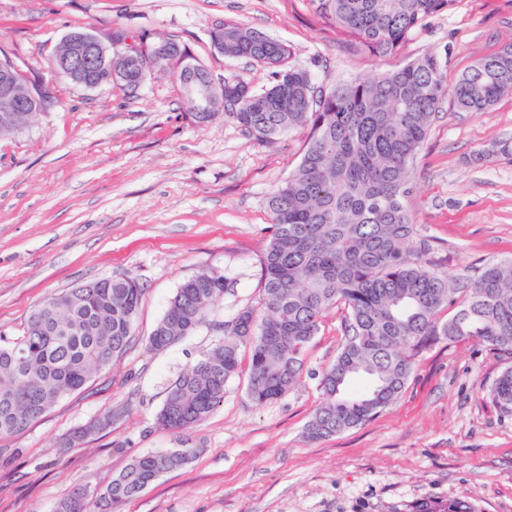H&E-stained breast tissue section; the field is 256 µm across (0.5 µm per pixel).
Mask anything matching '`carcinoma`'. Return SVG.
<instances>
[{
  "label": "carcinoma",
  "instance_id": "cac0c4a2",
  "mask_svg": "<svg viewBox=\"0 0 512 512\" xmlns=\"http://www.w3.org/2000/svg\"><path fill=\"white\" fill-rule=\"evenodd\" d=\"M326 20L348 30L375 55L392 52L428 17L454 0H312ZM224 55L261 61L276 83L255 92L224 79L241 97L226 112L241 130L270 141L310 126L296 170L268 198L273 230L262 259L261 308L223 323V338L171 385L159 423L177 432L202 424L224 400L239 350H250L247 394L257 404L280 399L297 383L303 353L329 309L341 306V342L323 371L324 402L305 428L313 441L366 423L402 392L415 356L440 339H472L512 354V261L451 279L429 260L431 244L412 246L406 201L413 162L445 96L459 112H483L512 92V56L479 60L452 86L429 55L394 71L316 92L308 71L288 65L290 50L251 27L224 23ZM229 282L202 271L184 281L148 342L161 351L206 322ZM143 288L123 277L100 278L49 296L31 310L23 335H0V437H8L112 366L133 332ZM455 313L442 319L448 306ZM356 376L371 380L346 392ZM512 412V365L490 387ZM192 448L131 459L102 491L78 487L56 512H99L134 498L161 474L186 464Z\"/></svg>",
  "mask_w": 512,
  "mask_h": 512
}]
</instances>
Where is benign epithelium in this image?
<instances>
[{
	"label": "benign epithelium",
	"instance_id": "1",
	"mask_svg": "<svg viewBox=\"0 0 512 512\" xmlns=\"http://www.w3.org/2000/svg\"><path fill=\"white\" fill-rule=\"evenodd\" d=\"M63 44L69 51L55 54L53 69L77 85L96 88L118 78L122 80L128 69L136 64L139 73L134 87L138 88L149 70L160 67L172 71L182 88L191 91L195 111H224V93L218 92L212 80H199L193 76L194 61L184 53H173L166 40L145 48L131 46L122 53L112 51V44L89 32L71 33L64 38ZM52 104V97L42 85L31 81L23 83L10 73L0 75L1 121L12 123L19 112H42Z\"/></svg>",
	"mask_w": 512,
	"mask_h": 512
}]
</instances>
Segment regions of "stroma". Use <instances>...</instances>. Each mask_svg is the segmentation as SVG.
Wrapping results in <instances>:
<instances>
[{"instance_id": "obj_1", "label": "stroma", "mask_w": 512, "mask_h": 512, "mask_svg": "<svg viewBox=\"0 0 512 512\" xmlns=\"http://www.w3.org/2000/svg\"><path fill=\"white\" fill-rule=\"evenodd\" d=\"M227 22L286 45L290 64L326 91L426 55L441 60L451 85L512 45V0H454L386 56L356 48L311 0H0V49L54 100L0 137V334L22 335L36 304L86 281L116 275L143 289L131 342L111 368L0 439V512H54L76 486H106L132 456L183 443L191 460L120 512H417L457 499L471 512H512V413L489 395L512 357L475 340H439L416 357L391 405L311 441L305 426L341 338L333 308L281 399L248 397L244 348L205 422L186 433L158 425L171 384L221 339L219 323L260 307L267 198L297 168L308 130L261 141L220 113L198 122L171 73L150 71L134 91L119 81L86 89L60 77L52 59L71 32L106 41L119 32L135 46L180 42L215 83L272 86V68L214 48L211 35ZM414 172L407 211L436 268L464 277L512 260V95L477 114L444 100ZM205 270L230 283L208 324L151 350L180 284ZM115 408L122 415L111 427L64 445L72 429Z\"/></svg>"}]
</instances>
